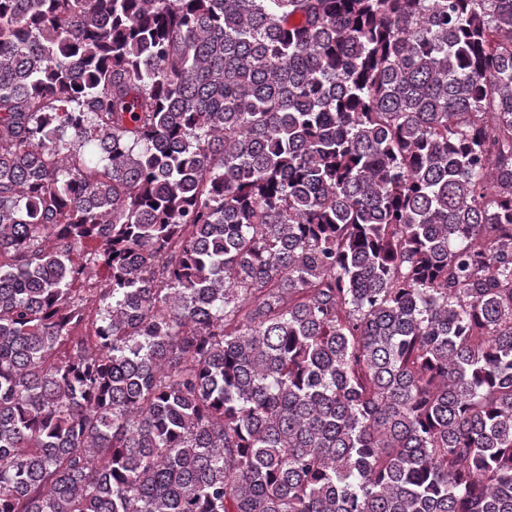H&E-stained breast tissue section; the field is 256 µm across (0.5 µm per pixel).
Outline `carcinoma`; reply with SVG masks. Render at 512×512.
Masks as SVG:
<instances>
[{
    "label": "carcinoma",
    "instance_id": "cac0c4a2",
    "mask_svg": "<svg viewBox=\"0 0 512 512\" xmlns=\"http://www.w3.org/2000/svg\"><path fill=\"white\" fill-rule=\"evenodd\" d=\"M0 512H512V0H0Z\"/></svg>",
    "mask_w": 512,
    "mask_h": 512
}]
</instances>
